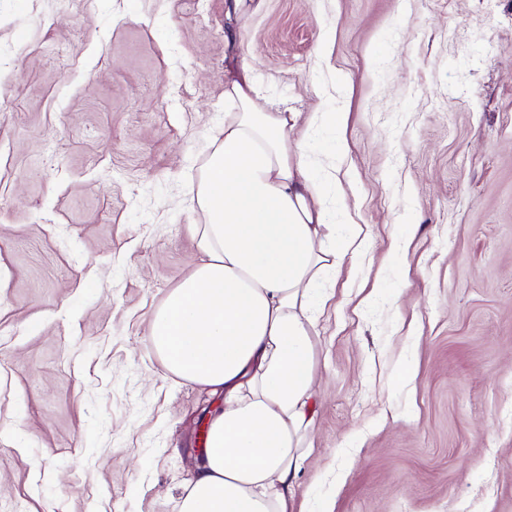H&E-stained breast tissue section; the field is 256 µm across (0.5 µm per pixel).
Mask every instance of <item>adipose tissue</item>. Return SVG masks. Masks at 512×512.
Segmentation results:
<instances>
[{
	"instance_id": "adipose-tissue-1",
	"label": "adipose tissue",
	"mask_w": 512,
	"mask_h": 512,
	"mask_svg": "<svg viewBox=\"0 0 512 512\" xmlns=\"http://www.w3.org/2000/svg\"><path fill=\"white\" fill-rule=\"evenodd\" d=\"M249 64L224 81V127L191 192L203 255L149 338L179 379L224 397L180 512H294L316 397L315 298L352 245L302 147L300 115L256 100Z\"/></svg>"
}]
</instances>
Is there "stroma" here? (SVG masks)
Wrapping results in <instances>:
<instances>
[{
	"instance_id": "stroma-1",
	"label": "stroma",
	"mask_w": 512,
	"mask_h": 512,
	"mask_svg": "<svg viewBox=\"0 0 512 512\" xmlns=\"http://www.w3.org/2000/svg\"><path fill=\"white\" fill-rule=\"evenodd\" d=\"M224 2L0 0V512H178L224 397L149 328L244 61L364 242L316 312L299 512H512V0Z\"/></svg>"
}]
</instances>
